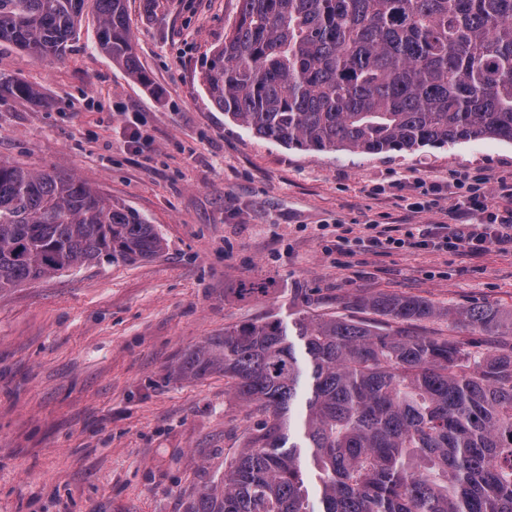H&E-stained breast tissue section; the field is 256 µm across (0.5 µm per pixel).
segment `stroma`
<instances>
[{"mask_svg": "<svg viewBox=\"0 0 512 512\" xmlns=\"http://www.w3.org/2000/svg\"><path fill=\"white\" fill-rule=\"evenodd\" d=\"M148 84L100 53L94 5L60 61L0 45V72L38 103L0 104V160L71 175L154 224L166 247L0 292V512H186L249 442L259 414L213 372L173 368L225 326L345 315L351 293L512 311V246L471 254L357 244L447 221L482 183L501 204L512 143L311 152L256 136L212 105L203 63L239 0H127ZM145 140L142 151L131 133ZM446 186L413 212L423 187ZM266 294L243 298L242 284Z\"/></svg>", "mask_w": 512, "mask_h": 512, "instance_id": "obj_1", "label": "stroma"}]
</instances>
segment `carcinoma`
<instances>
[{
  "label": "carcinoma",
  "mask_w": 512,
  "mask_h": 512,
  "mask_svg": "<svg viewBox=\"0 0 512 512\" xmlns=\"http://www.w3.org/2000/svg\"><path fill=\"white\" fill-rule=\"evenodd\" d=\"M96 48L149 84L125 0H95ZM85 0H0V42L62 60ZM206 59L213 104L261 138L377 155L482 139L512 143V0H239ZM39 90L0 73V99ZM134 210L60 172L0 160V291L77 265L160 256ZM347 317L224 327L178 371H211L263 419L187 512H512V352L417 336L429 300L349 294ZM512 336L491 305L447 312Z\"/></svg>",
  "instance_id": "obj_1"
}]
</instances>
